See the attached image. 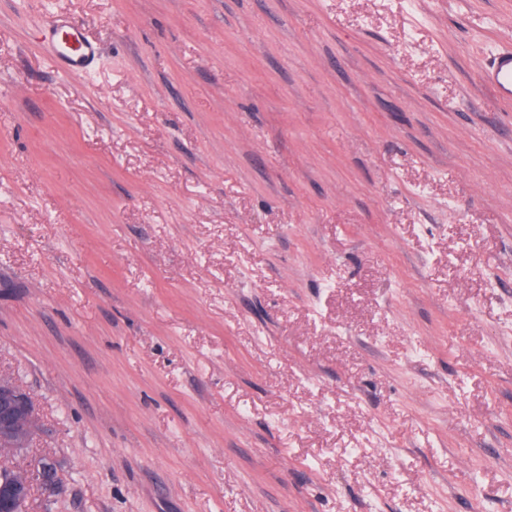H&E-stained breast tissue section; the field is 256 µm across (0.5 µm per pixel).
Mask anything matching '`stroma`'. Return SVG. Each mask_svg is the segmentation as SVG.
Here are the masks:
<instances>
[{"mask_svg":"<svg viewBox=\"0 0 512 512\" xmlns=\"http://www.w3.org/2000/svg\"><path fill=\"white\" fill-rule=\"evenodd\" d=\"M507 42L512 0H0L28 512H512ZM43 44L66 74H83L99 52L98 44L80 28L50 15L43 26ZM480 82L497 98L512 101V45L501 47L479 70Z\"/></svg>","mask_w":512,"mask_h":512,"instance_id":"stroma-1","label":"stroma"}]
</instances>
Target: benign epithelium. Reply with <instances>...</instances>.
I'll list each match as a JSON object with an SVG mask.
<instances>
[{
  "label": "benign epithelium",
  "instance_id": "benign-epithelium-1",
  "mask_svg": "<svg viewBox=\"0 0 512 512\" xmlns=\"http://www.w3.org/2000/svg\"><path fill=\"white\" fill-rule=\"evenodd\" d=\"M38 415L31 398L13 381L0 378V447L16 448L35 432ZM28 495L23 479L0 482V512H15Z\"/></svg>",
  "mask_w": 512,
  "mask_h": 512
}]
</instances>
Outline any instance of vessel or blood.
<instances>
[{
  "instance_id": "vessel-or-blood-1",
  "label": "vessel or blood",
  "mask_w": 512,
  "mask_h": 512,
  "mask_svg": "<svg viewBox=\"0 0 512 512\" xmlns=\"http://www.w3.org/2000/svg\"><path fill=\"white\" fill-rule=\"evenodd\" d=\"M43 43L64 73L87 72L99 52L96 42L90 40L80 28L66 20L49 16L43 26ZM481 83L497 98L512 101V45L501 47L480 68Z\"/></svg>"
}]
</instances>
